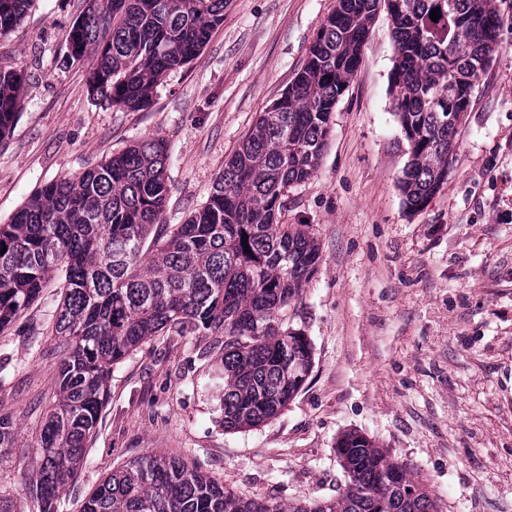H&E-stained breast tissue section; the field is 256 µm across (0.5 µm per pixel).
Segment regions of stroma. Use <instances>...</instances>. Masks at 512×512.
Wrapping results in <instances>:
<instances>
[{
    "label": "stroma",
    "mask_w": 512,
    "mask_h": 512,
    "mask_svg": "<svg viewBox=\"0 0 512 512\" xmlns=\"http://www.w3.org/2000/svg\"><path fill=\"white\" fill-rule=\"evenodd\" d=\"M337 0H227L200 56L132 111L91 99L93 56L69 63L85 0H36L0 36V68L23 71L19 119L0 144V224L43 185L152 137L169 148L164 221L208 201L225 161L305 66ZM500 47L474 86L448 177L408 212L397 187L410 146L393 105L391 18L380 10L330 118L312 177L288 187L279 223L305 224L320 260L278 315L313 363L297 395L253 429L225 431L206 390L224 333L166 331L112 368L77 480L56 512H80L113 471L156 450L247 496L335 498L336 454L355 432L427 484L441 512H512V0H497ZM61 279L0 332V512H40L25 493L28 453L55 399L60 353L46 334Z\"/></svg>",
    "instance_id": "1"
}]
</instances>
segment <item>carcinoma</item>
<instances>
[{
    "instance_id": "cac0c4a2",
    "label": "carcinoma",
    "mask_w": 512,
    "mask_h": 512,
    "mask_svg": "<svg viewBox=\"0 0 512 512\" xmlns=\"http://www.w3.org/2000/svg\"><path fill=\"white\" fill-rule=\"evenodd\" d=\"M380 2L337 0L304 68L261 113L206 205L186 223L163 222L168 149L150 138L76 178L44 185L0 224V331L36 301L52 274L64 273L52 327L63 359L28 483L40 512H55L82 467L112 365L153 336L224 330V383L212 388L227 430L260 425L299 392L312 345L276 319L300 295L319 248L303 225L276 223V213L288 187L319 165L330 114L360 65ZM400 2L391 15L392 92L410 160L399 189L406 209L417 211L448 176L458 126L452 116L467 112L474 80L499 48L483 28L497 30L500 21L494 0ZM224 4L86 0L67 58L94 53L90 96L142 109L171 71L200 53L224 22ZM33 7L34 0H0V34ZM24 86L23 74L0 69V143L14 128ZM17 433L15 420L0 414V448L14 447ZM336 452L347 482L334 499L246 497L154 451L105 477L81 512H438L426 486L368 438L348 433Z\"/></svg>"
}]
</instances>
